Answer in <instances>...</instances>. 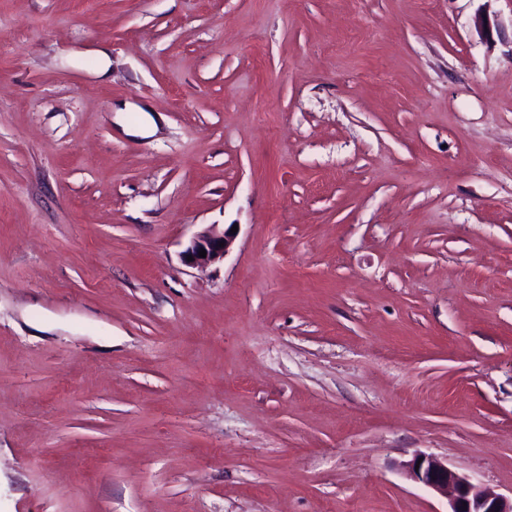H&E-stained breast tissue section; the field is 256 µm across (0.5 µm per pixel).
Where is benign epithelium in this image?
Instances as JSON below:
<instances>
[{"instance_id":"1","label":"benign epithelium","mask_w":512,"mask_h":512,"mask_svg":"<svg viewBox=\"0 0 512 512\" xmlns=\"http://www.w3.org/2000/svg\"><path fill=\"white\" fill-rule=\"evenodd\" d=\"M236 235L230 228H219L212 224L192 236L181 252L184 264L191 267H206L224 260L229 253ZM224 246H219V243ZM206 251V257L199 256L200 250ZM192 260H187V257ZM412 480L446 497L448 512H512V497L508 498L496 490L474 482L448 468L437 458L417 454L403 464Z\"/></svg>"}]
</instances>
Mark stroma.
Masks as SVG:
<instances>
[{"instance_id":"35a3bbf8","label":"stroma","mask_w":512,"mask_h":512,"mask_svg":"<svg viewBox=\"0 0 512 512\" xmlns=\"http://www.w3.org/2000/svg\"><path fill=\"white\" fill-rule=\"evenodd\" d=\"M417 453L512 494V0H0V512H447ZM233 225L229 224L227 228L223 225V228L220 229L218 224H211L192 236L181 252L184 264L191 267H206L223 261L236 238V233L230 234ZM220 242H224V247L219 246ZM201 249L206 251V258L199 257ZM188 256H192V261L187 260Z\"/></svg>"}]
</instances>
